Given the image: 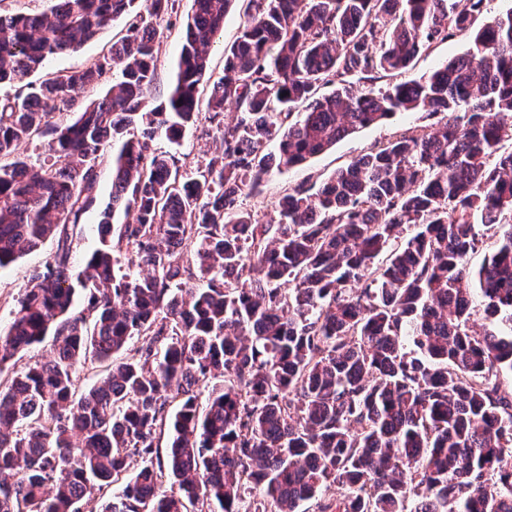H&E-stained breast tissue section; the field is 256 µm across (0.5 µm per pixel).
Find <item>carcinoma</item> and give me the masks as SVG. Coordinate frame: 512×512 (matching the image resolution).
Returning <instances> with one entry per match:
<instances>
[{
	"mask_svg": "<svg viewBox=\"0 0 512 512\" xmlns=\"http://www.w3.org/2000/svg\"><path fill=\"white\" fill-rule=\"evenodd\" d=\"M177 2L0 12V84L128 18L90 65L0 101V269L58 238L0 331V367L53 336V358L0 390V512L103 494V512H512V8L477 28L485 0H248L208 88L219 148L183 176L153 142L195 122L239 0H194L174 87L149 109L156 20ZM458 33L465 55L376 86ZM414 111L445 122L293 187L265 224L239 208L272 171ZM39 136L36 168L19 149ZM114 145L101 247L75 276L69 230ZM121 208L132 222L112 223ZM479 225L497 240L472 270ZM476 296L504 332L471 329ZM88 359L107 374L82 390ZM241 21L242 15L237 8L225 18L224 32L210 49L211 68L209 72L212 74L213 80L224 75V49L229 48L235 42Z\"/></svg>",
	"mask_w": 512,
	"mask_h": 512,
	"instance_id": "1",
	"label": "carcinoma"
}]
</instances>
